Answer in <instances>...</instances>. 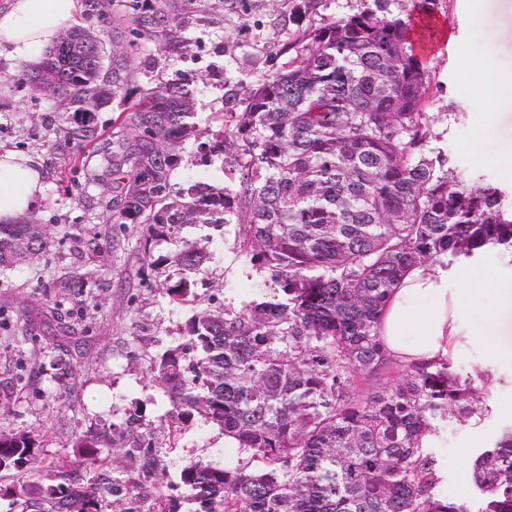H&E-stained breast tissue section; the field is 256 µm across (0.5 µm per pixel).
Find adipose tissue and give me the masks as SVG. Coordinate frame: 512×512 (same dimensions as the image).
Here are the masks:
<instances>
[{"instance_id": "obj_1", "label": "adipose tissue", "mask_w": 512, "mask_h": 512, "mask_svg": "<svg viewBox=\"0 0 512 512\" xmlns=\"http://www.w3.org/2000/svg\"><path fill=\"white\" fill-rule=\"evenodd\" d=\"M80 0H7L0 8V56L29 60L56 42L63 24L79 10ZM41 192L40 173L23 158L0 154V222L9 224L32 210ZM445 263L415 266L404 272L381 319V337L396 360L432 361L470 349L512 358L504 344V311H512V281L471 271L465 285L452 288ZM495 295L494 306L483 300Z\"/></svg>"}]
</instances>
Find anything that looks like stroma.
I'll return each mask as SVG.
<instances>
[{"instance_id":"stroma-1","label":"stroma","mask_w":512,"mask_h":512,"mask_svg":"<svg viewBox=\"0 0 512 512\" xmlns=\"http://www.w3.org/2000/svg\"><path fill=\"white\" fill-rule=\"evenodd\" d=\"M173 30L128 25L131 90L191 82L196 99V135L183 150L171 178L210 181L233 165L235 150L200 165V144L221 132L222 113L241 111L229 90L254 83L286 62L296 35L361 11L383 6L384 14L410 24L439 20L427 32L424 52L430 88L424 107L428 146L446 155L454 176L512 190L496 160L512 150V108L500 106L486 122L463 86L486 78L494 58L512 71V0H167ZM21 63L0 58V151L32 160L42 179V198L32 218L51 229L48 250L0 272V434L34 435L41 463L36 471L0 476L5 495L0 512H30L11 494L20 482L43 486L70 482L82 487L114 483L136 486L151 497L179 484L188 462L215 468L236 465L226 452L223 429L203 414L174 417L153 370L162 354L184 344L181 330L197 303L240 307L250 300L277 302L278 286L266 274H245L236 259L235 226L225 232L200 225L193 240L212 238L214 259L206 266L196 301L169 304L160 289L178 275L165 258L174 247L156 246L154 266L142 265L141 231L112 224V193L91 172L124 109L116 99L96 115L98 139L67 140L68 125L49 98L19 80ZM88 276L87 286L64 288L65 275ZM65 355L67 367L53 366ZM461 378L478 390L487 378L499 386L487 396L489 411L475 422H445L431 442L442 472L438 496L473 503L472 459L512 426V360L470 351L450 359ZM115 436L118 448L89 457L77 442L85 436Z\"/></svg>"}]
</instances>
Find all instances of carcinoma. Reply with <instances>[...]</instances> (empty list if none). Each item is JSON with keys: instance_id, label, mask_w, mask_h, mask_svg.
<instances>
[{"instance_id": "carcinoma-1", "label": "carcinoma", "mask_w": 512, "mask_h": 512, "mask_svg": "<svg viewBox=\"0 0 512 512\" xmlns=\"http://www.w3.org/2000/svg\"><path fill=\"white\" fill-rule=\"evenodd\" d=\"M131 21L156 28L169 17L135 3ZM112 19L108 65L52 46L58 111L68 140L92 141L95 113L82 104L128 94L131 60ZM281 68L234 92L227 148L246 158L235 186L189 178L172 191L183 145L194 136L190 84L149 87L120 113L121 131L102 156L112 223L142 227L141 260L163 242L179 279L160 284L174 303L192 293L212 259L187 227L239 226L240 263L266 271L284 300L224 311L199 306L183 347L155 370L176 415L201 410L233 437L248 462L180 473L188 512H471L436 496L437 460L423 444L436 421L465 423L489 412L448 359L397 362L384 349L381 312L403 272L467 260L492 245L512 248L504 192L448 178V158L427 149L428 74L408 24L373 11L329 22ZM49 226L24 216L0 224V268L48 246ZM202 357L184 364L185 351ZM31 436L0 435V470L38 468ZM478 512H512V429L474 459ZM32 512H98L94 489L12 488Z\"/></svg>"}]
</instances>
